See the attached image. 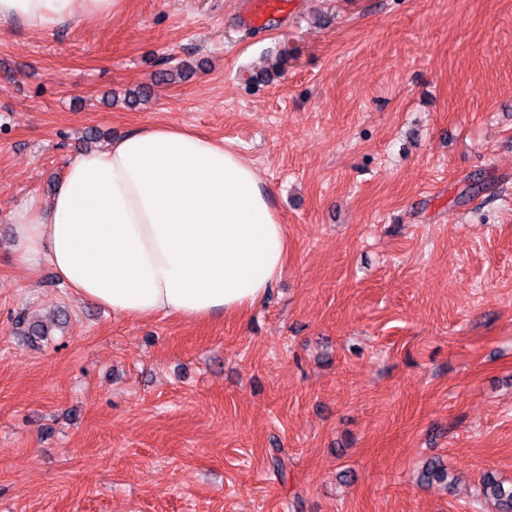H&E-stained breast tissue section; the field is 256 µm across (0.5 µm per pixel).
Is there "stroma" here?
Instances as JSON below:
<instances>
[{
    "label": "stroma",
    "mask_w": 512,
    "mask_h": 512,
    "mask_svg": "<svg viewBox=\"0 0 512 512\" xmlns=\"http://www.w3.org/2000/svg\"><path fill=\"white\" fill-rule=\"evenodd\" d=\"M241 8L0 28V512H495L475 485L512 483V0H291L259 34ZM168 57L191 73L153 84ZM157 124L272 191L288 261L247 314L128 319L14 249L78 152ZM52 309L48 341L17 334ZM437 457L455 487L420 482Z\"/></svg>",
    "instance_id": "1"
}]
</instances>
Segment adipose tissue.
<instances>
[{
	"label": "adipose tissue",
	"mask_w": 512,
	"mask_h": 512,
	"mask_svg": "<svg viewBox=\"0 0 512 512\" xmlns=\"http://www.w3.org/2000/svg\"><path fill=\"white\" fill-rule=\"evenodd\" d=\"M122 0H0V26L104 20ZM15 248L83 301L133 319L243 315L281 276L288 235L271 190L223 141L152 125L67 165L51 200L13 215Z\"/></svg>",
	"instance_id": "ef3b65f1"
}]
</instances>
